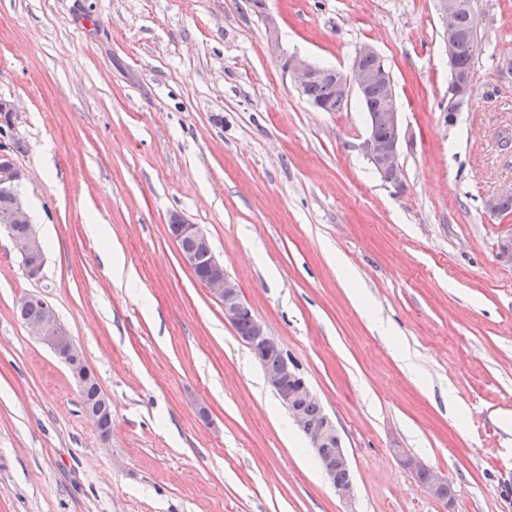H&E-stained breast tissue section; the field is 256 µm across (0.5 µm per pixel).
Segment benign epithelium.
Returning a JSON list of instances; mask_svg holds the SVG:
<instances>
[{
	"mask_svg": "<svg viewBox=\"0 0 512 512\" xmlns=\"http://www.w3.org/2000/svg\"><path fill=\"white\" fill-rule=\"evenodd\" d=\"M437 10L442 21V34L449 65H454L455 57L462 46V36L455 26L454 0H437ZM378 56L377 51L370 45L364 44L358 48L347 71L334 70L336 73V108L347 105L352 94L363 97L366 91L387 79L385 69L367 70L358 66L362 57ZM285 72L291 84L300 92L304 91L310 81L332 72L295 54L287 58ZM473 74L452 70V79L448 94L452 96L454 108L448 113V123H453L458 112L473 92ZM387 101L388 112L384 113V122L388 130L385 136L371 129L365 138L362 148L368 159L376 166L384 182L399 187L404 181V172L399 164V153L404 132L401 123V113L396 106L395 86L389 84ZM24 177L23 171L15 160L5 151L0 152V188L7 190L5 198L0 200V227L12 233L11 240L14 249L22 258L41 248L40 238L32 225L31 217L22 197L19 186ZM28 225V231L21 235H13V226ZM169 232L173 237H187L194 241L196 248L190 252L181 253L183 262L190 268H195L198 256L203 254L209 259L211 270L203 286L210 295L219 301L224 309V320L235 325L246 313H252L251 307L242 296L238 284L224 271V266L215 257L211 243L199 225L193 224L182 216L175 214L171 218ZM30 298L43 305V315L40 320L26 326L30 336L49 347L71 370L78 384L89 380L83 354L74 343L66 327L58 318L54 307L42 294H32ZM243 343L252 351L261 363L267 383L276 393L282 405L287 408L294 424L305 435L309 449L320 462L323 473L341 499H349L353 495L354 478L349 459L343 446L342 437L336 423L327 413L311 422L304 412L305 403L318 401L311 386L300 374L296 364L288 358L280 342L269 334L265 325L255 321L252 335L243 339ZM280 356V362L275 367L266 364V357ZM112 406L110 398L102 391L96 398L83 406L84 413L93 422H98L102 412ZM402 464L413 474H424L423 486L430 495L438 500L446 501L448 495V479L442 472L429 468L413 456L402 458ZM345 473L342 480L336 479L337 472Z\"/></svg>",
	"mask_w": 512,
	"mask_h": 512,
	"instance_id": "1",
	"label": "benign epithelium"
}]
</instances>
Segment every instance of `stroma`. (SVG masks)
<instances>
[{
    "mask_svg": "<svg viewBox=\"0 0 512 512\" xmlns=\"http://www.w3.org/2000/svg\"><path fill=\"white\" fill-rule=\"evenodd\" d=\"M473 4L474 92L452 120L435 0H0V99L45 248L31 279L0 231V512H512V214L483 207L512 185V74L494 63L512 0ZM271 19L322 66L378 51L403 187L365 157L358 98L321 112L292 86ZM174 214L335 420L351 500L181 259ZM32 293L111 398L109 441L17 319ZM402 464L417 477L419 473V480H423V486L427 489L430 495L438 500L447 501L450 498L448 495V479L442 472L428 468L419 459L413 456H404Z\"/></svg>",
    "mask_w": 512,
    "mask_h": 512,
    "instance_id": "1",
    "label": "stroma"
}]
</instances>
